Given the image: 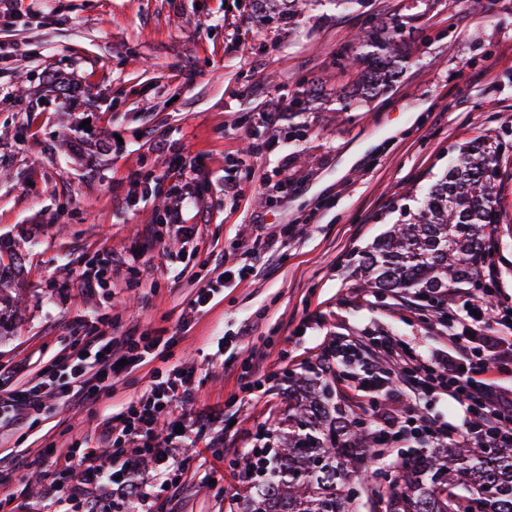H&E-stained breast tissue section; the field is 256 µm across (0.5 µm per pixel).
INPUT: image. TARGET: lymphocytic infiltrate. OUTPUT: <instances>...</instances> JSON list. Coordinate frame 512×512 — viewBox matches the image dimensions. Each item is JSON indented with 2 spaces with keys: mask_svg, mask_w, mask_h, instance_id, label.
Listing matches in <instances>:
<instances>
[{
  "mask_svg": "<svg viewBox=\"0 0 512 512\" xmlns=\"http://www.w3.org/2000/svg\"><path fill=\"white\" fill-rule=\"evenodd\" d=\"M159 149L170 158L166 176L173 185L160 224L150 227L148 236L160 238V225L172 224L185 237H195L199 227L189 217L193 206L190 187L202 168L201 157L173 142L162 143ZM482 265L484 288L470 294L466 310L446 326L452 345L447 361L428 359L410 350L407 343L383 334L369 333L354 342L337 343V361L352 356L359 360L357 382L361 390L376 393L390 389L415 399L414 405L397 413L381 408L373 412L377 450H385L409 435L430 447L450 445L464 437L486 448L512 450V392H502L482 377L489 363L504 367L512 362V348L504 347L493 331L494 326L504 327L512 321V305L500 299L491 257H484ZM72 336L73 347L65 360L36 380L0 394V424L33 421L57 397L89 402L110 389L114 379L151 362L166 346L163 337L135 331L105 339L87 330L80 320L75 322ZM194 376L191 368L161 374L146 394L112 416L106 438L108 446L121 449L123 459L117 466L97 463L93 453L83 450L81 441H72L46 488L47 495L65 497L76 503L80 512H112L110 500L96 494L98 488L106 486L113 498L130 505V512H157L158 493L152 489L138 491L131 477L149 465L158 470L162 486H179L175 451L184 438L183 422L174 416L173 409L196 401ZM436 393L461 406V425L440 424L419 412L417 401Z\"/></svg>",
  "mask_w": 512,
  "mask_h": 512,
  "instance_id": "lymphocytic-infiltrate-1",
  "label": "lymphocytic infiltrate"
}]
</instances>
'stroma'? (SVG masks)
Returning <instances> with one entry per match:
<instances>
[{"instance_id":"stroma-1","label":"stroma","mask_w":512,"mask_h":512,"mask_svg":"<svg viewBox=\"0 0 512 512\" xmlns=\"http://www.w3.org/2000/svg\"><path fill=\"white\" fill-rule=\"evenodd\" d=\"M483 4L365 0L360 10H307L292 28L259 17L250 0H13L0 15V375L36 379L65 355L79 319L163 331L170 342L112 393L51 403L29 429L0 428L9 512H73L44 496L53 467H28L29 453L75 439L101 453L108 418L150 387L153 370H197L198 402L179 408L190 433L176 457L173 512H243L237 461L287 409L286 375L326 372L328 348L368 331L447 358V335L412 293L363 287L358 264L417 212L460 147L512 129V0ZM367 13L405 22V68L387 91L341 112L336 90L351 72L339 62L362 63ZM49 78L68 85V103L48 91ZM311 82L318 98L292 111ZM262 111L280 112L277 134L255 120ZM161 140L202 157L192 258L169 231L137 269L84 288L91 257L141 251V232L161 217ZM228 174L239 194L225 192ZM496 191L503 223L488 241L510 298L512 151ZM286 224L292 239L267 259L256 236ZM230 266L238 274L190 312L197 289ZM255 361L263 386L249 391Z\"/></svg>"}]
</instances>
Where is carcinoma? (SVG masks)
<instances>
[{
    "label": "carcinoma",
    "instance_id": "cac0c4a2",
    "mask_svg": "<svg viewBox=\"0 0 512 512\" xmlns=\"http://www.w3.org/2000/svg\"><path fill=\"white\" fill-rule=\"evenodd\" d=\"M277 3L297 25L313 0ZM403 24L379 22L363 34L369 64L354 72L352 94L339 89L340 111L351 112L397 81L404 68ZM505 143L489 137L466 146L424 196L413 217L381 237L359 262L366 286L414 290L423 300L472 285L486 233L501 223L494 194ZM270 458L245 457L240 466L266 476L243 489L246 512H359L350 493L355 479L370 483L385 512H512V450L460 440L418 453L383 486L366 467L369 433L361 418L337 401L335 385L318 374L288 377V412Z\"/></svg>",
    "mask_w": 512,
    "mask_h": 512
}]
</instances>
